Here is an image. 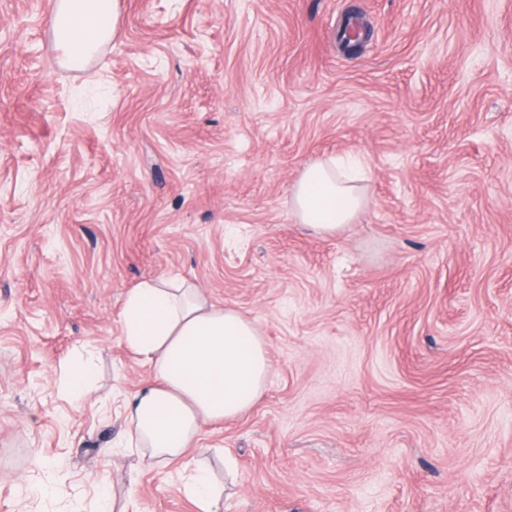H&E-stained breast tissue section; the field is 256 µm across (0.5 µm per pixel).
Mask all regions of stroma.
<instances>
[{
    "label": "stroma",
    "instance_id": "stroma-1",
    "mask_svg": "<svg viewBox=\"0 0 512 512\" xmlns=\"http://www.w3.org/2000/svg\"><path fill=\"white\" fill-rule=\"evenodd\" d=\"M48 12L0 0V512H199L126 443L124 303L174 275L268 348L194 452L222 512H512V0H120L84 66ZM334 155L367 203L318 235ZM350 163L329 158L310 165L293 188V210L318 235H333L351 224L365 205ZM341 172V175H338ZM94 378V370L91 363L75 364L70 371V382L72 390L77 394L87 392Z\"/></svg>",
    "mask_w": 512,
    "mask_h": 512
}]
</instances>
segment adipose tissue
<instances>
[{"label": "adipose tissue", "mask_w": 512, "mask_h": 512, "mask_svg": "<svg viewBox=\"0 0 512 512\" xmlns=\"http://www.w3.org/2000/svg\"><path fill=\"white\" fill-rule=\"evenodd\" d=\"M119 9L120 0H54L48 26L60 58L79 64L114 41ZM357 181L343 160L310 165L293 188L300 223L318 235L352 223L365 204ZM121 333L154 375L126 415L146 465L188 463L208 424L240 417L266 387L270 361L255 323L187 281L155 279L132 289Z\"/></svg>", "instance_id": "1"}]
</instances>
